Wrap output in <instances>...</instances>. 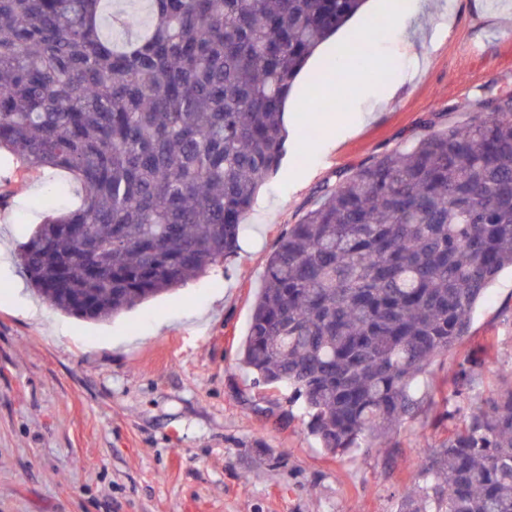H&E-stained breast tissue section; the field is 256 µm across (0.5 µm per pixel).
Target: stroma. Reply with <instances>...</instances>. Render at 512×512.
<instances>
[{
  "label": "stroma",
  "instance_id": "1",
  "mask_svg": "<svg viewBox=\"0 0 512 512\" xmlns=\"http://www.w3.org/2000/svg\"><path fill=\"white\" fill-rule=\"evenodd\" d=\"M452 20L434 37L439 14ZM411 31L409 43L394 36ZM374 57L400 94L368 113L326 90L288 112L287 152L246 217L237 253L215 271L107 322L55 310L17 258L45 212L50 175L8 172L0 211V512H397L422 446L512 384V268L489 285L469 337L414 385V414L379 447L331 456L300 405L240 364L269 252L324 187L424 134L467 123L512 93V0H430L388 19ZM481 364L463 397L461 364Z\"/></svg>",
  "mask_w": 512,
  "mask_h": 512
}]
</instances>
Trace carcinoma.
Instances as JSON below:
<instances>
[{"label":"carcinoma","mask_w":512,"mask_h":512,"mask_svg":"<svg viewBox=\"0 0 512 512\" xmlns=\"http://www.w3.org/2000/svg\"><path fill=\"white\" fill-rule=\"evenodd\" d=\"M105 2L0 0V153L81 188L76 207L45 208L20 265L95 322L237 251L299 72L365 0H147L144 20ZM381 32L356 41L367 70ZM510 266L512 95L359 166L289 225L241 363L301 402L328 453L372 448ZM398 512H512V386L421 460Z\"/></svg>","instance_id":"1"}]
</instances>
